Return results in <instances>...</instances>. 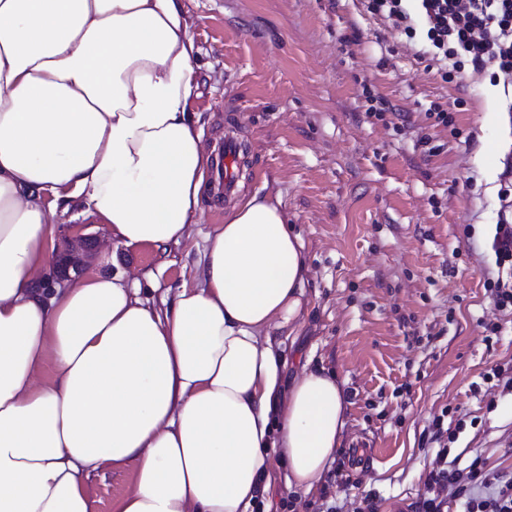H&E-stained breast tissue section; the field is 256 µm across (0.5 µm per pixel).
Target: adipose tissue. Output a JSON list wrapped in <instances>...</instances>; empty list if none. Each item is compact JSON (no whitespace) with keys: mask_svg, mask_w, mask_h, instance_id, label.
<instances>
[{"mask_svg":"<svg viewBox=\"0 0 512 512\" xmlns=\"http://www.w3.org/2000/svg\"><path fill=\"white\" fill-rule=\"evenodd\" d=\"M197 53L183 0H0V512H95L110 468L132 472L114 512H255L275 463L307 495L336 458V374L283 383L275 334L308 267L281 200L228 212L166 309L122 274L38 286L59 201L126 246L187 236L207 162Z\"/></svg>","mask_w":512,"mask_h":512,"instance_id":"ef3b65f1","label":"adipose tissue"}]
</instances>
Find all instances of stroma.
<instances>
[{"label":"stroma","mask_w":512,"mask_h":512,"mask_svg":"<svg viewBox=\"0 0 512 512\" xmlns=\"http://www.w3.org/2000/svg\"><path fill=\"white\" fill-rule=\"evenodd\" d=\"M197 46L205 150L242 146L238 194L281 198L305 244L307 303L287 345L336 372L347 420L331 492L343 512H412L440 444L449 457L512 470V389L486 380L512 364V313L483 283L502 174L512 164V91L495 64L443 81L366 0H184ZM384 110L369 113V96ZM448 110L450 126L428 111ZM204 198L197 224L157 253L113 242L82 200L60 203L56 230L98 239L93 271L140 279L154 307L192 283L218 221ZM498 324L487 334L485 323ZM373 448L351 465L348 451Z\"/></svg>","instance_id":"obj_1"}]
</instances>
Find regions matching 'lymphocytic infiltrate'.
Here are the masks:
<instances>
[{
	"label": "lymphocytic infiltrate",
	"mask_w": 512,
	"mask_h": 512,
	"mask_svg": "<svg viewBox=\"0 0 512 512\" xmlns=\"http://www.w3.org/2000/svg\"><path fill=\"white\" fill-rule=\"evenodd\" d=\"M370 8L393 21L407 38H421V54L448 78L464 64L481 70L495 63L505 83H512V0H370ZM499 221L491 248L500 274L484 281L497 310H512V184L499 190ZM463 502V512H512V471L487 468L474 458L466 471L448 465L440 449L413 512H445L449 499Z\"/></svg>",
	"instance_id": "f902f5d3"
}]
</instances>
